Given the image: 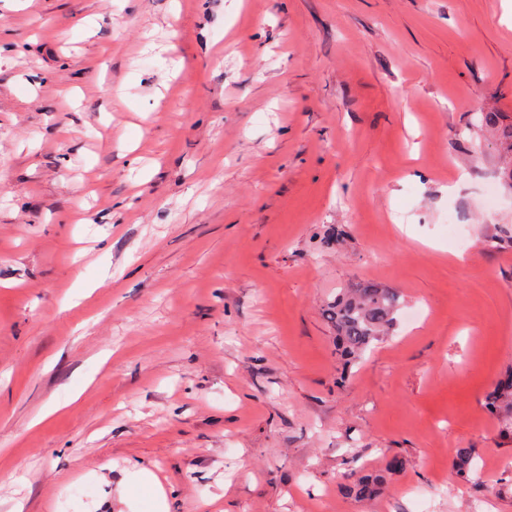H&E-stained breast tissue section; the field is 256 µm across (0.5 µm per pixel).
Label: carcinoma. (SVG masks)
I'll return each instance as SVG.
<instances>
[{
  "label": "carcinoma",
  "instance_id": "cac0c4a2",
  "mask_svg": "<svg viewBox=\"0 0 512 512\" xmlns=\"http://www.w3.org/2000/svg\"><path fill=\"white\" fill-rule=\"evenodd\" d=\"M399 307L397 293L386 288L346 289L327 306V318L336 329V344L340 355L348 361L380 341L395 322ZM487 408L512 411V377L500 382L490 394ZM475 450L462 448L457 452L453 467L464 474L469 471ZM402 462L394 458L382 475L361 477L347 487L361 497H370L383 490L387 475L398 471Z\"/></svg>",
  "mask_w": 512,
  "mask_h": 512
}]
</instances>
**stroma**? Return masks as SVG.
<instances>
[{
	"instance_id": "stroma-1",
	"label": "stroma",
	"mask_w": 512,
	"mask_h": 512,
	"mask_svg": "<svg viewBox=\"0 0 512 512\" xmlns=\"http://www.w3.org/2000/svg\"><path fill=\"white\" fill-rule=\"evenodd\" d=\"M0 43V512H160L142 470L161 512H512V0H0ZM399 296L386 288L346 289L327 306V318L336 329V344L348 361L378 342L393 326ZM486 404L491 411L503 408L507 412H512V376L496 386ZM387 484V476L385 474L361 477L356 480L352 486L346 489L354 491L360 497H370L379 493Z\"/></svg>"
}]
</instances>
